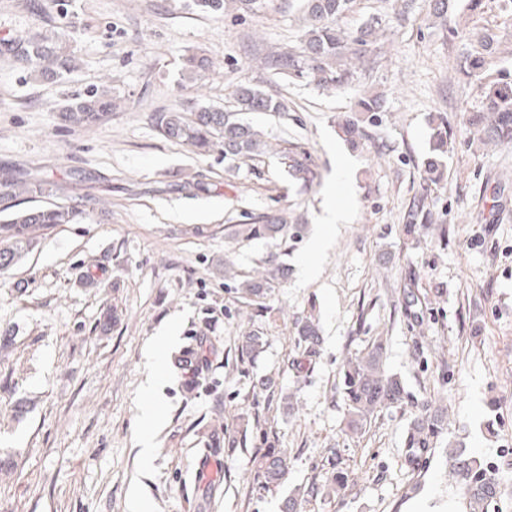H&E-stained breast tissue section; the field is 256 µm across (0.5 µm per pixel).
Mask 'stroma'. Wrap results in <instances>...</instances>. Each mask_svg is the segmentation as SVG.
Wrapping results in <instances>:
<instances>
[{
	"label": "stroma",
	"instance_id": "35a3bbf8",
	"mask_svg": "<svg viewBox=\"0 0 512 512\" xmlns=\"http://www.w3.org/2000/svg\"><path fill=\"white\" fill-rule=\"evenodd\" d=\"M487 31L500 41L489 73L512 72V10L501 0L477 11L452 0L444 25L430 22L428 0H413L336 92L259 63L298 45L297 0L255 15L195 0H0V179L50 183V194L21 196L22 207L70 198L88 211L39 231L0 271V512H130L135 498L148 512H280L291 491L335 467L349 476L344 501L308 496L299 512H415L424 502L463 512L452 446L498 464L500 512H512V145L468 128L489 74L459 72ZM35 37L61 45L75 69L37 76L21 54ZM195 51L211 66L188 83L183 59ZM245 81L288 102L280 114L243 116L274 153L230 173L221 149L200 155L159 134L154 113L228 107ZM102 90L114 102L108 117L85 128L61 121L68 101ZM371 94L383 108L350 145L339 121ZM439 129L448 153L428 186ZM285 148L309 155L318 185L289 175ZM337 192L349 216L327 233ZM420 201L431 226L408 223ZM279 209L305 230L258 317L224 280V227ZM323 233L327 248L311 251ZM407 292L423 322L405 315ZM304 312L322 336L308 358L296 346ZM251 329L265 345L243 360L239 338ZM162 335L163 369L147 394L146 356ZM377 336L405 400L348 436L342 365ZM194 340L207 360L190 378L173 358ZM427 400L445 424L413 472L402 451ZM154 406L162 417L146 463L138 420ZM264 441L290 461L271 488L255 464ZM211 446L223 449L221 465L198 475Z\"/></svg>",
	"mask_w": 512,
	"mask_h": 512
}]
</instances>
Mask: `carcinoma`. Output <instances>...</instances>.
Returning <instances> with one entry per match:
<instances>
[{
    "label": "carcinoma",
    "mask_w": 512,
    "mask_h": 512,
    "mask_svg": "<svg viewBox=\"0 0 512 512\" xmlns=\"http://www.w3.org/2000/svg\"><path fill=\"white\" fill-rule=\"evenodd\" d=\"M198 6L218 12L232 8L243 13H257L265 0H197ZM300 11L308 21L300 44L286 52L270 54L261 65L290 79L308 76L322 87H342L354 79L355 66L338 62L353 55L361 59L362 51L350 48L356 44L368 47L376 43L385 19L371 16L352 36L342 27V21L354 12L356 0H300ZM496 39L487 34L477 41V47L466 57L468 73H483L495 54ZM26 60L38 65L42 76L48 78L60 69L73 67L72 59L42 38L28 40L22 50ZM210 67V60L201 53H192L185 59L183 74L193 80ZM482 113L469 119L485 139L502 145L512 144V74L498 73L487 85ZM283 104L273 95L250 83L239 84L234 92V110L204 107L191 116L179 111L157 112L154 121L161 134L171 140L189 145L199 151H208L215 144L224 149V159L236 161L260 157L272 146L264 140L262 132L235 117L237 112H278ZM110 110V102L92 94L71 99L61 112L64 122L77 127L95 125ZM289 173L297 180L310 183L315 173L305 159L281 152ZM40 183L24 186L12 179L0 180V270L9 268L27 250L34 233L53 224H70L84 214V209L71 201L55 202L27 209L17 208L16 199L28 193H43ZM234 240L250 243L259 238L275 241L283 250L288 242L302 232V225L288 223L283 212L262 213L248 224L231 225ZM270 269L238 283L237 291L248 299L255 309H263L264 300L276 284L285 278V263L268 260ZM298 348L307 357L315 352L319 342L316 326L303 319L297 328ZM263 348L262 332L250 330L240 338L241 357L251 358ZM384 342L375 339L360 355L350 357L343 366L342 395L346 406L345 427L351 435L365 430L368 422L379 410L402 401L403 385L398 377L389 375L383 363ZM443 416L437 410L421 408L407 431L403 448L404 465L414 471L422 465L434 449V439L440 434ZM258 474L267 485L279 483L288 471V457L269 451L258 460ZM452 475L462 486L469 500L471 512H491L497 504V473L488 464L463 452H456ZM348 484V475L333 471L325 481L310 488L331 498L338 496Z\"/></svg>",
    "instance_id": "carcinoma-1"
}]
</instances>
